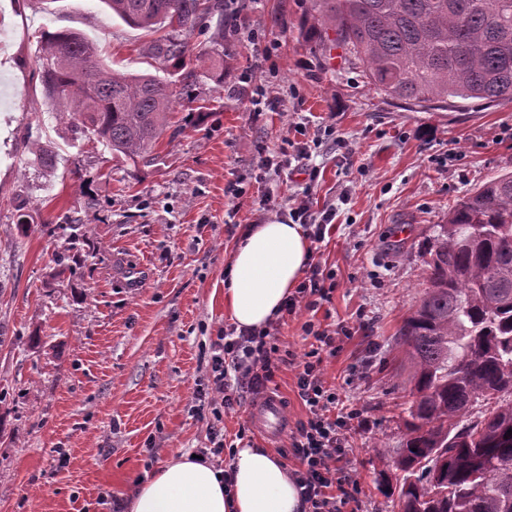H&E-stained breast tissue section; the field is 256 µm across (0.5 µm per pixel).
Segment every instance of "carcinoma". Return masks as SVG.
<instances>
[{"mask_svg":"<svg viewBox=\"0 0 512 512\" xmlns=\"http://www.w3.org/2000/svg\"><path fill=\"white\" fill-rule=\"evenodd\" d=\"M125 24L167 30L147 48L161 64L203 67L187 41L210 0H101ZM320 30H332L352 64L387 98L446 110L456 99L512 100V0H315ZM208 71L224 85V20ZM47 99L88 140L135 161L157 142L182 86L104 63L76 30L42 33ZM429 276L401 340L415 397L393 450L404 473L401 512H512V173L458 201L439 225ZM485 456L482 465L474 458Z\"/></svg>","mask_w":512,"mask_h":512,"instance_id":"carcinoma-1","label":"carcinoma"}]
</instances>
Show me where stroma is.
I'll use <instances>...</instances> for the list:
<instances>
[{
  "label": "stroma",
  "mask_w": 512,
  "mask_h": 512,
  "mask_svg": "<svg viewBox=\"0 0 512 512\" xmlns=\"http://www.w3.org/2000/svg\"><path fill=\"white\" fill-rule=\"evenodd\" d=\"M74 29L114 69L185 86L191 99L146 158L129 162L58 118L40 80L42 31ZM224 37V82L146 54L154 33L129 27L101 0H0V506L6 512H112L135 480L173 456L246 427L289 469L288 442L269 445L249 406L197 413L211 345L231 320L224 280L250 224L288 221L289 200L330 210L319 257L337 286L316 308L275 321L271 385L289 423L306 418L294 362L303 325L336 336L328 387L358 408L347 472L358 512H399L380 490L398 478L409 366L398 344L427 284L437 224L474 188L512 172V102L445 112L392 103L320 46L313 0H224V19L189 37ZM305 141V158L291 142ZM55 167L35 164L36 151ZM276 159L261 168L264 156ZM246 188L235 197L234 187ZM272 197L275 207L254 201ZM28 232H21L20 223ZM85 227L82 240L68 227ZM365 321L364 331L342 328Z\"/></svg>",
  "instance_id": "35a3bbf8"
}]
</instances>
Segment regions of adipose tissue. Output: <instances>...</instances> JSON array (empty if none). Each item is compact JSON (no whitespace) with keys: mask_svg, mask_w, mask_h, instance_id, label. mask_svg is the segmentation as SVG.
Instances as JSON below:
<instances>
[{"mask_svg":"<svg viewBox=\"0 0 512 512\" xmlns=\"http://www.w3.org/2000/svg\"><path fill=\"white\" fill-rule=\"evenodd\" d=\"M309 243L301 225L248 227L235 245L224 308L237 328H260L275 318L296 287ZM130 512H302L287 466L263 448L238 449L232 482L221 470L183 454L140 480Z\"/></svg>","mask_w":512,"mask_h":512,"instance_id":"obj_1","label":"adipose tissue"}]
</instances>
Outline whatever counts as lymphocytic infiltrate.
I'll return each mask as SVG.
<instances>
[{"label":"lymphocytic infiltrate","instance_id":"lymphocytic-infiltrate-1","mask_svg":"<svg viewBox=\"0 0 512 512\" xmlns=\"http://www.w3.org/2000/svg\"><path fill=\"white\" fill-rule=\"evenodd\" d=\"M303 281L285 299L280 313L297 314L301 308H313L327 299L325 283L330 273L320 262L311 260ZM306 335L315 347L305 353L296 372L297 394L307 410L306 419L297 421L289 437V451L297 460L294 479L304 504V512H342L353 502V492L345 490L341 475L345 470L348 431L359 419L355 408L340 406L335 391L327 388L323 378L324 355H335V340L328 331L304 323ZM268 328L237 329L226 327L211 347L210 379L213 415L235 412L247 395L265 392L278 368L277 348L268 340Z\"/></svg>","mask_w":512,"mask_h":512}]
</instances>
